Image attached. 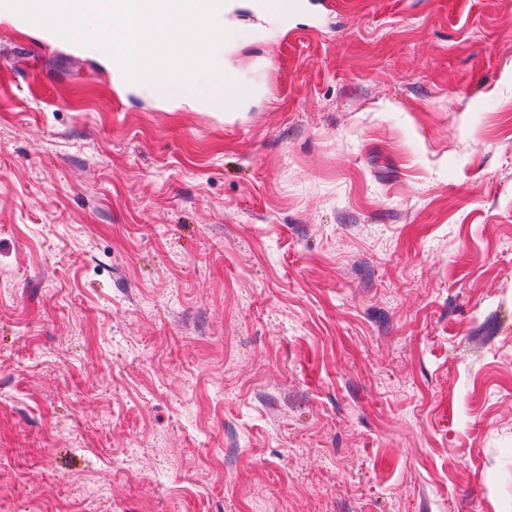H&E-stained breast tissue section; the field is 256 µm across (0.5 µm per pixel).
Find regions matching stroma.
Wrapping results in <instances>:
<instances>
[{"instance_id": "obj_1", "label": "stroma", "mask_w": 512, "mask_h": 512, "mask_svg": "<svg viewBox=\"0 0 512 512\" xmlns=\"http://www.w3.org/2000/svg\"><path fill=\"white\" fill-rule=\"evenodd\" d=\"M122 86L0 7V512H512V0H346Z\"/></svg>"}]
</instances>
